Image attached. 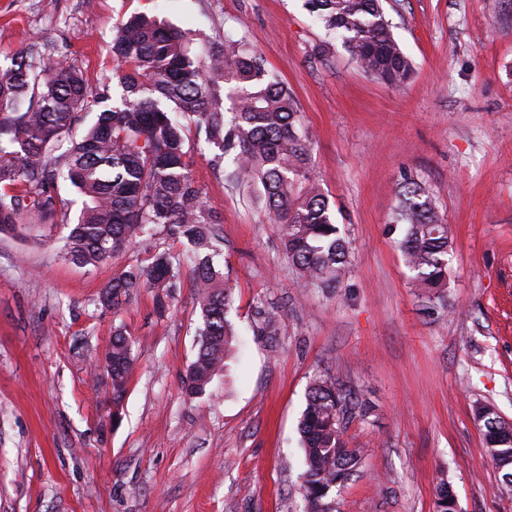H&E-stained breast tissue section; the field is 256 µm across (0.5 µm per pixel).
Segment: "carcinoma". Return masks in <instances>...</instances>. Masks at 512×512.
Returning a JSON list of instances; mask_svg holds the SVG:
<instances>
[{"label":"carcinoma","instance_id":"obj_1","mask_svg":"<svg viewBox=\"0 0 512 512\" xmlns=\"http://www.w3.org/2000/svg\"><path fill=\"white\" fill-rule=\"evenodd\" d=\"M305 7L366 74L391 86L410 79L413 63L392 33L383 0H305ZM112 56L121 89L116 99L106 87L92 88L72 65L37 60L24 50L0 72V232L18 224H64L66 258L81 266L104 265L148 236L186 240L195 254L191 277L202 318L185 377V394L193 398L206 394L216 372L227 367L237 331L230 318L233 285L212 252L221 220L193 178L189 124L204 133L228 184L258 187L260 207L279 224L289 262L311 286L344 285L350 243L311 176L312 141L301 131L297 102L284 83L268 76L260 55L234 40L200 55L185 31L139 13L116 24ZM226 84L234 92L229 112ZM88 112L96 113L95 122L80 139L72 138L73 126ZM63 185L81 200L74 220L59 192ZM387 232L400 233L412 284L433 290L430 300L442 299L450 235L435 197L416 182L399 184ZM181 275L180 259L158 249L149 264L113 277L98 304L119 310L146 288L163 312ZM104 361L112 367L116 424L133 362L125 329L115 328ZM373 412L370 402L343 390L328 373L311 380L298 424L307 512H330V492L361 464L362 451L346 431ZM473 413L495 465L511 459L501 473L512 483V424L481 402ZM436 496L442 512H457L449 484L439 482Z\"/></svg>","mask_w":512,"mask_h":512}]
</instances>
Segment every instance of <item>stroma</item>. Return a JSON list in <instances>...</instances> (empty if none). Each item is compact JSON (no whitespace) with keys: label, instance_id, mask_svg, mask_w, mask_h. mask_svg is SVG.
<instances>
[{"label":"stroma","instance_id":"1","mask_svg":"<svg viewBox=\"0 0 512 512\" xmlns=\"http://www.w3.org/2000/svg\"><path fill=\"white\" fill-rule=\"evenodd\" d=\"M155 14L195 46L244 39L295 97L312 167L352 246L339 294L309 286L279 225L229 186L191 137L193 176L223 221L241 343L209 394L187 397L200 312L190 276L158 314L141 292L120 313L99 292L155 247L112 263L63 258L66 226L0 234V512H303L298 420L311 377L329 374L374 414L347 430L362 464L332 512H436L447 481L458 512H512L472 407L512 421V0H388L414 74L392 88L326 43L304 0H0V69L29 45L100 87L112 35ZM411 179L450 227L446 304L409 280L385 226ZM282 311L274 336L260 313ZM125 325L134 364L120 424L100 360Z\"/></svg>","mask_w":512,"mask_h":512}]
</instances>
